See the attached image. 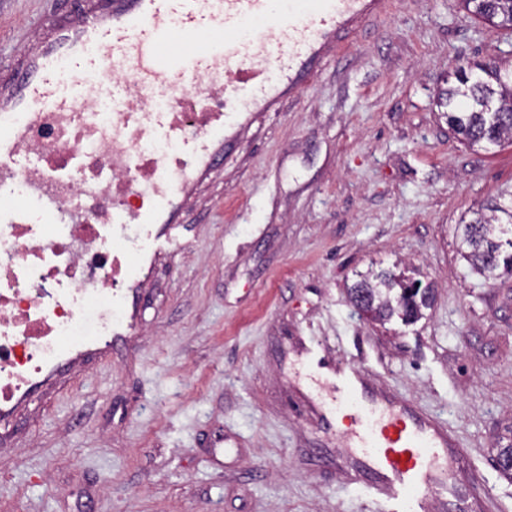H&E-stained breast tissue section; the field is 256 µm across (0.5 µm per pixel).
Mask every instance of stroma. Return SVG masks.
<instances>
[{
	"label": "stroma",
	"instance_id": "35a3bbf8",
	"mask_svg": "<svg viewBox=\"0 0 512 512\" xmlns=\"http://www.w3.org/2000/svg\"><path fill=\"white\" fill-rule=\"evenodd\" d=\"M76 0H0V61ZM512 60V31L458 0H390L223 156L149 245L136 332L33 394L0 435V512H371L312 412L305 349L363 366L455 430L494 512L512 441V277L461 259L462 218L512 191V143L468 148L446 75ZM420 280L418 321L379 323L347 289Z\"/></svg>",
	"mask_w": 512,
	"mask_h": 512
}]
</instances>
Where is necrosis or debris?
I'll return each instance as SVG.
<instances>
[{
	"mask_svg": "<svg viewBox=\"0 0 512 512\" xmlns=\"http://www.w3.org/2000/svg\"><path fill=\"white\" fill-rule=\"evenodd\" d=\"M176 137L144 138L123 112H90L73 127L53 112L27 117L34 178L48 200L77 199L75 224L29 223L0 214V417L52 372L88 358L101 337L130 333L129 294L152 260L149 224L119 223L120 209L152 212L149 190L171 174L184 145L220 121L215 112H174Z\"/></svg>",
	"mask_w": 512,
	"mask_h": 512,
	"instance_id": "obj_1",
	"label": "necrosis or debris"
}]
</instances>
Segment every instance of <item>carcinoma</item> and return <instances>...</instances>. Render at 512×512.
<instances>
[{"label": "carcinoma", "mask_w": 512, "mask_h": 512, "mask_svg": "<svg viewBox=\"0 0 512 512\" xmlns=\"http://www.w3.org/2000/svg\"><path fill=\"white\" fill-rule=\"evenodd\" d=\"M472 16L512 29V0H461ZM448 106V126L469 148H486L512 139V72L501 66L476 63L455 75L442 93ZM491 215L474 212L464 225L462 257L473 270L487 279L512 272V204L487 206ZM349 301L373 320L393 316L410 323L423 316L433 294L418 280L407 281L386 270L370 271L348 291Z\"/></svg>", "instance_id": "obj_1"}]
</instances>
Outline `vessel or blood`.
Returning a JSON list of instances; mask_svg holds the SVG:
<instances>
[{
    "instance_id": "vessel-or-blood-1",
    "label": "vessel or blood",
    "mask_w": 512,
    "mask_h": 512,
    "mask_svg": "<svg viewBox=\"0 0 512 512\" xmlns=\"http://www.w3.org/2000/svg\"><path fill=\"white\" fill-rule=\"evenodd\" d=\"M388 0H84L56 18L12 64L0 69V171L20 165L22 113L73 120L102 109L89 79L113 68L133 90L158 82L203 80L224 96V126L245 110L268 111L291 98L356 26L379 19ZM326 397L320 419L348 425L352 452L376 512H427L446 483L461 443L415 406L371 387L362 371L333 369L317 379Z\"/></svg>"
}]
</instances>
